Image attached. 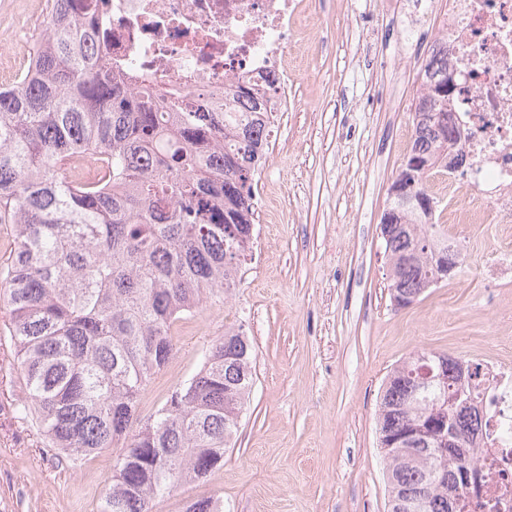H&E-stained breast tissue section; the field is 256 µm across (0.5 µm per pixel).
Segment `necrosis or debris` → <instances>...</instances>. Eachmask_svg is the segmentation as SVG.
<instances>
[{"instance_id": "obj_1", "label": "necrosis or debris", "mask_w": 512, "mask_h": 512, "mask_svg": "<svg viewBox=\"0 0 512 512\" xmlns=\"http://www.w3.org/2000/svg\"><path fill=\"white\" fill-rule=\"evenodd\" d=\"M98 36L148 82L209 92L223 105L241 80L282 89L295 38L316 26L305 0H101ZM433 45L448 49L452 120L465 136L448 172L452 221L512 224V0H448ZM485 434L475 512H512V363H479Z\"/></svg>"}]
</instances>
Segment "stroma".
<instances>
[{"mask_svg":"<svg viewBox=\"0 0 512 512\" xmlns=\"http://www.w3.org/2000/svg\"><path fill=\"white\" fill-rule=\"evenodd\" d=\"M47 0H0V47L16 24L45 16ZM303 36L288 109L256 178L251 261L234 295L182 320L179 351L151 380L140 417L163 406L225 330L245 327L254 385L224 467L159 498L185 512L211 497L221 512H389L378 445L383 385L423 351L496 357L512 342V288L482 274L512 246V225L452 224L460 253L447 281L396 306L380 219L410 152L422 52L445 0H317ZM0 303V512H99L112 451L77 466L40 450L35 424L14 409L28 398Z\"/></svg>","mask_w":512,"mask_h":512,"instance_id":"35a3bbf8","label":"stroma"}]
</instances>
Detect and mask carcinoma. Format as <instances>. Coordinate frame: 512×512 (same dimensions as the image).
Segmentation results:
<instances>
[{"label": "carcinoma", "instance_id": "carcinoma-1", "mask_svg": "<svg viewBox=\"0 0 512 512\" xmlns=\"http://www.w3.org/2000/svg\"><path fill=\"white\" fill-rule=\"evenodd\" d=\"M91 0H50L44 32L21 74L0 87V215L14 252L0 270L10 336L44 446L72 465L115 449L100 512H153L172 488L224 467L254 382L255 349L238 329L206 350L200 369L145 419L152 376L178 352L173 325L241 280L253 244L254 181L268 149L277 92L247 84L236 105L209 112L206 93L139 85L100 49ZM407 161L436 168L448 143V55L423 68ZM92 150L112 185L66 179ZM385 250L391 299L412 304L437 287L435 255L452 257L434 209L392 199ZM442 379L417 389L425 362L391 371L379 438L437 416L447 428L419 449L385 452L389 512H448V479L478 482L482 417L442 399L457 359L428 353Z\"/></svg>", "mask_w": 512, "mask_h": 512}]
</instances>
